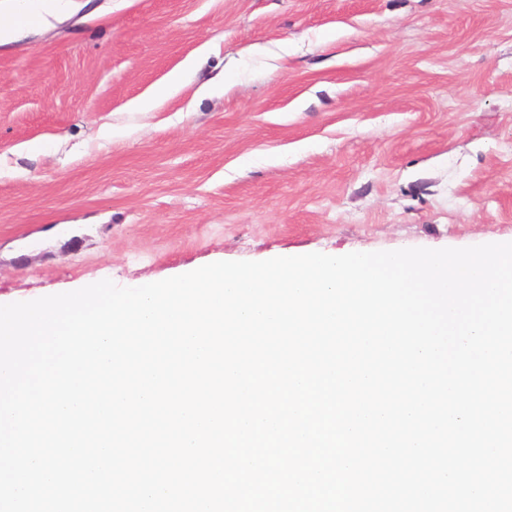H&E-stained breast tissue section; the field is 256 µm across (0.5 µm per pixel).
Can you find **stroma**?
Wrapping results in <instances>:
<instances>
[{
    "label": "stroma",
    "instance_id": "35a3bbf8",
    "mask_svg": "<svg viewBox=\"0 0 512 512\" xmlns=\"http://www.w3.org/2000/svg\"><path fill=\"white\" fill-rule=\"evenodd\" d=\"M511 241L512 0H72L0 45V305ZM193 69L194 62L192 60H187L180 72L174 74L166 84L158 87L153 96L141 100L137 104V109L139 111L148 112L155 108L160 100H164L178 93L183 87L186 77L192 74Z\"/></svg>",
    "mask_w": 512,
    "mask_h": 512
}]
</instances>
